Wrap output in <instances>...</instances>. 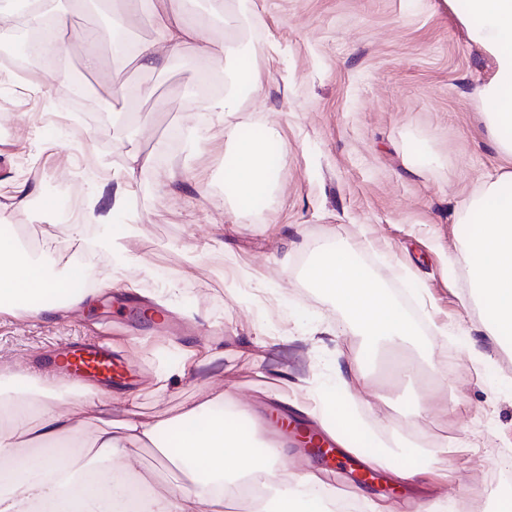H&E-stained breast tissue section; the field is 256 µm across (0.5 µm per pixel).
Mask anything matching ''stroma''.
I'll return each mask as SVG.
<instances>
[{"mask_svg":"<svg viewBox=\"0 0 512 512\" xmlns=\"http://www.w3.org/2000/svg\"><path fill=\"white\" fill-rule=\"evenodd\" d=\"M128 14L129 46L112 53L111 14L96 4L70 7L65 68L17 79L0 66V215L32 235L60 231L65 214H101L86 222L87 241L113 224H134L127 269L94 254L93 282L81 304L41 319L0 314V368L32 370L62 345L96 340L137 371L123 384L139 412L178 409L218 383L233 384L256 418L334 385L338 355L355 356L358 336L343 330V309L310 288L303 270L321 241L349 246L375 282L419 321L402 349L412 373L376 369L360 397L345 395L347 418L364 426L373 450L418 442L454 464V479L481 489L489 473L512 462V350L487 349L485 367L466 350L481 315L467 297L458 256L463 199L500 163L475 97L493 61L471 44L444 0H243L227 21L207 0H172L207 38L238 31L243 59L264 77L263 95L244 98L232 121L242 129H275L285 153L265 200L235 213L224 189L222 124L198 108V93L228 88L229 62L201 65L194 49L164 53L142 69L132 51L156 32L141 0H116ZM98 28L99 69L90 73L98 111L79 112L62 94L66 75L82 70V37ZM136 84L140 97L113 96ZM141 159L128 173L131 153ZM128 209L112 210L114 193ZM289 255L288 270L277 260ZM265 343L256 366L245 346ZM191 348L223 353L220 376L186 374ZM287 381H280V373ZM166 395L154 392L159 374ZM440 403L457 411L437 412ZM429 415L412 421L414 405ZM462 439L472 448L459 447ZM296 473L321 470L358 508L367 500L406 505L382 475L355 483L344 462L324 464L300 443L284 449Z\"/></svg>","mask_w":512,"mask_h":512,"instance_id":"stroma-1","label":"stroma"}]
</instances>
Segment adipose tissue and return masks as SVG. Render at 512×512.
<instances>
[{
  "label": "adipose tissue",
  "instance_id": "1",
  "mask_svg": "<svg viewBox=\"0 0 512 512\" xmlns=\"http://www.w3.org/2000/svg\"><path fill=\"white\" fill-rule=\"evenodd\" d=\"M448 8L470 43L495 61L481 80L478 100L486 133L505 165L465 198L457 223L467 225L460 259L470 282L469 297L479 306L481 330L498 347L512 344V0H448ZM155 42L138 51L139 65L154 68L160 46L194 47L202 61L232 52L234 32L224 43L206 39L191 18L167 0H150ZM216 122L227 123L233 141L224 162V186L246 209L264 198L273 168V132L249 137L229 122L242 109L237 92L201 103ZM310 287L341 305L347 326L360 336L367 356L407 341L415 325L378 287L348 248L320 245L307 264ZM69 277H56L23 250L8 217L0 218V313L44 317L72 301ZM0 389V512H225L241 485L267 490L252 512H327L329 497L316 472L298 475L282 467V449L258 447L253 429L242 428L252 405L220 384L180 411L160 410L142 418L128 408L112 416V393L86 388L70 412L59 410L55 382L27 373H9ZM95 425L85 439L86 425ZM42 448L40 457L22 444ZM155 449L183 474L177 493L146 491L130 502L127 475L136 459L132 448Z\"/></svg>",
  "mask_w": 512,
  "mask_h": 512
}]
</instances>
